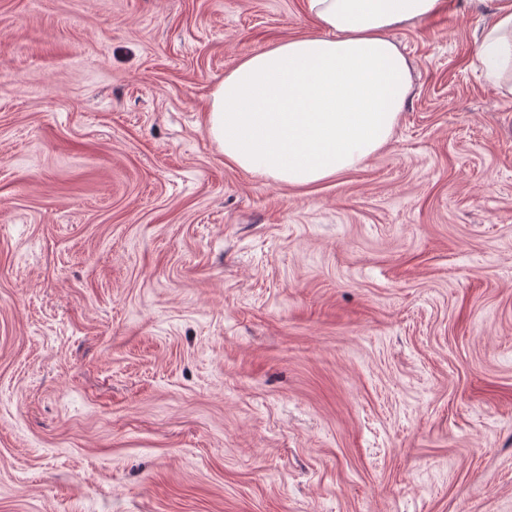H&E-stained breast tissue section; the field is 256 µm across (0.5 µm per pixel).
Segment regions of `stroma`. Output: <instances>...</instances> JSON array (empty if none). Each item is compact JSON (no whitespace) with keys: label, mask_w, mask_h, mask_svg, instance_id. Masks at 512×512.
Instances as JSON below:
<instances>
[{"label":"stroma","mask_w":512,"mask_h":512,"mask_svg":"<svg viewBox=\"0 0 512 512\" xmlns=\"http://www.w3.org/2000/svg\"><path fill=\"white\" fill-rule=\"evenodd\" d=\"M303 0H0V512H512L495 0L393 29L389 143L289 186L210 93Z\"/></svg>","instance_id":"35a3bbf8"}]
</instances>
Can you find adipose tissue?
Listing matches in <instances>:
<instances>
[{
    "instance_id": "ef3b65f1",
    "label": "adipose tissue",
    "mask_w": 512,
    "mask_h": 512,
    "mask_svg": "<svg viewBox=\"0 0 512 512\" xmlns=\"http://www.w3.org/2000/svg\"><path fill=\"white\" fill-rule=\"evenodd\" d=\"M320 34L243 58L211 93L207 126L226 159L288 185L360 166L386 145L411 92L389 32L436 16L445 0H305ZM496 84L512 80V0L482 36Z\"/></svg>"
}]
</instances>
